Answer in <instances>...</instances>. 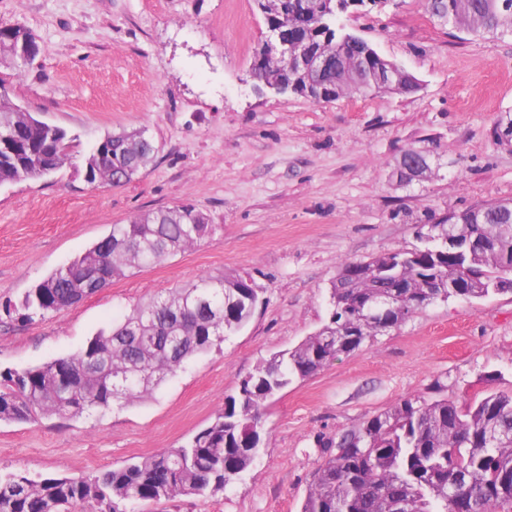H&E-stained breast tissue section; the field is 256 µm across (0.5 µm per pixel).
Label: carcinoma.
I'll return each mask as SVG.
<instances>
[{
  "label": "carcinoma",
  "instance_id": "obj_1",
  "mask_svg": "<svg viewBox=\"0 0 512 512\" xmlns=\"http://www.w3.org/2000/svg\"><path fill=\"white\" fill-rule=\"evenodd\" d=\"M266 27L288 29V39L327 60L322 69L258 51L251 67L264 86L311 88L314 101L393 89L410 94L418 82L392 68L365 40L336 25V0H255ZM426 10L475 38L512 37V0H427ZM32 115L0 93V134L19 135L18 147L0 150V186L38 179L71 156L74 138L59 126L29 128ZM499 140L512 141V114L500 116ZM142 131L104 136L84 159L102 185L114 169L144 168L157 153ZM487 242L481 253L448 256L433 238L422 248L395 250L367 262H346L329 289L327 322L291 350L274 354L243 378L224 409L186 444L128 462L93 477L31 479L0 475V512H125L139 501L224 491L254 465L261 420L274 398L298 379L311 377L374 337L397 329L419 311L453 294L463 298L512 294V202H489L453 216ZM213 231L191 205L139 214L110 232L66 267L31 288L18 304L0 308L31 321L82 300L73 282L86 276L95 290L128 269H142L191 248ZM259 289L242 276L203 277L188 288L159 295L90 337L66 357L0 372V421L39 416L81 417L114 403H131L249 321ZM407 398L394 407L319 440L318 464L301 512H512V395L487 394L459 403L444 395Z\"/></svg>",
  "mask_w": 512,
  "mask_h": 512
}]
</instances>
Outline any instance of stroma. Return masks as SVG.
<instances>
[{
    "mask_svg": "<svg viewBox=\"0 0 512 512\" xmlns=\"http://www.w3.org/2000/svg\"><path fill=\"white\" fill-rule=\"evenodd\" d=\"M341 22L418 90L320 104L258 91L248 70L267 30L255 0H0V27H23L39 46L31 64L0 60V84L76 139L55 174L0 186V303L20 302L135 214L190 204L215 227L68 309L1 315L0 371L68 356L113 315L205 276L237 274L261 290L243 329L152 396L73 419L0 421V474L92 475L183 444L260 360L321 326L343 263L418 247L416 225L512 201V143L493 136L512 111V40L459 34L425 0ZM121 130L145 131L155 159L124 186L88 184L85 156ZM411 144L431 151L432 174L406 184L396 169ZM436 383L462 401L512 394V295L427 307L278 396L243 480L127 512H300L318 438L429 397Z\"/></svg>",
    "mask_w": 512,
    "mask_h": 512,
    "instance_id": "35a3bbf8",
    "label": "stroma"
}]
</instances>
